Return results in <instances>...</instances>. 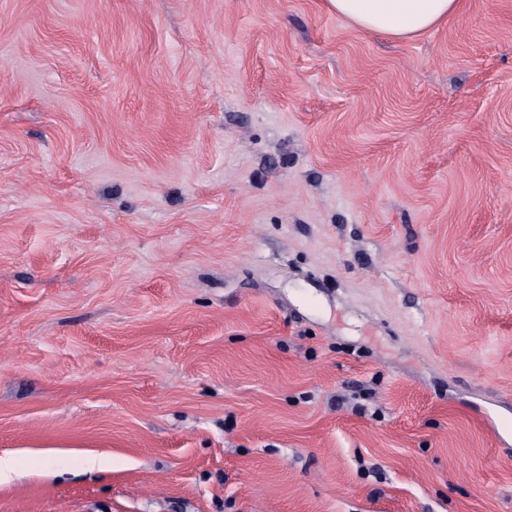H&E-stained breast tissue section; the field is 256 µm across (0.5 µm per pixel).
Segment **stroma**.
<instances>
[{"label":"stroma","instance_id":"1","mask_svg":"<svg viewBox=\"0 0 512 512\" xmlns=\"http://www.w3.org/2000/svg\"><path fill=\"white\" fill-rule=\"evenodd\" d=\"M0 512H512V0H0ZM328 11L355 27L394 39L434 29L458 12L462 0H326Z\"/></svg>","mask_w":512,"mask_h":512}]
</instances>
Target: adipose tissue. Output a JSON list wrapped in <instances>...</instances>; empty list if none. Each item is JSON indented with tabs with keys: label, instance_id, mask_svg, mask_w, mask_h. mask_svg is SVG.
Segmentation results:
<instances>
[{
	"label": "adipose tissue",
	"instance_id": "ef3b65f1",
	"mask_svg": "<svg viewBox=\"0 0 512 512\" xmlns=\"http://www.w3.org/2000/svg\"><path fill=\"white\" fill-rule=\"evenodd\" d=\"M462 0H326L328 11L355 27L395 39L434 29L460 10Z\"/></svg>",
	"mask_w": 512,
	"mask_h": 512
}]
</instances>
